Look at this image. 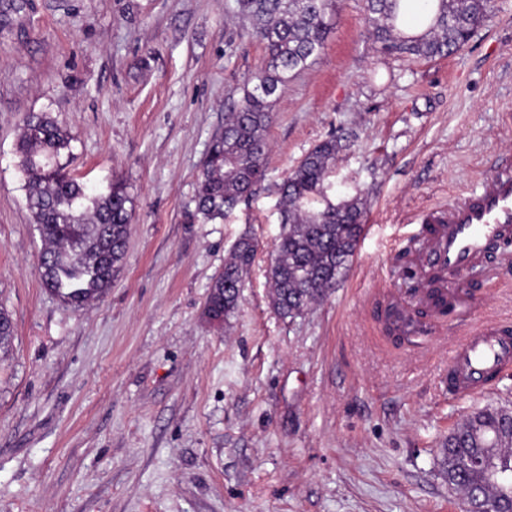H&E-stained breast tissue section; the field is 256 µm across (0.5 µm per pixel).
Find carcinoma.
<instances>
[{
  "instance_id": "1",
  "label": "carcinoma",
  "mask_w": 512,
  "mask_h": 512,
  "mask_svg": "<svg viewBox=\"0 0 512 512\" xmlns=\"http://www.w3.org/2000/svg\"><path fill=\"white\" fill-rule=\"evenodd\" d=\"M265 46V65L246 81L230 105L224 130L211 145L201 170L195 211L189 223L224 217L253 196L266 175V131L272 107L288 81L308 69L324 48L336 18V0H236ZM411 0H367L376 49L416 59L453 53L486 17L487 0H424L409 24ZM72 136L45 113L30 114L18 142L27 205L42 239L39 271L43 286L64 302L81 307L102 296L122 268L135 205L116 181L93 194L66 171L62 155ZM344 136L317 144L279 187L281 232L272 251L269 303L283 319L304 313L345 275L365 232L360 194L336 202L327 180ZM257 256V244L240 238L209 286L206 315L227 321L238 307L244 278ZM14 335L8 312L0 309V351ZM482 450L497 467L512 471V409L487 406L474 412L444 443L442 469L463 498L481 486L496 502L512 499V486L488 483L483 472L464 470L463 461Z\"/></svg>"
}]
</instances>
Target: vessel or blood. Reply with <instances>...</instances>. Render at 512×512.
Here are the masks:
<instances>
[{"instance_id": "vessel-or-blood-1", "label": "vessel or blood", "mask_w": 512, "mask_h": 512, "mask_svg": "<svg viewBox=\"0 0 512 512\" xmlns=\"http://www.w3.org/2000/svg\"><path fill=\"white\" fill-rule=\"evenodd\" d=\"M436 230L422 256L445 275L435 293L444 300L490 252L493 243L512 236V158L481 179L474 191L457 197L448 209L429 215ZM512 364V330L500 323L478 325L448 355V392L463 398L488 389Z\"/></svg>"}]
</instances>
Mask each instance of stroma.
Instances as JSON below:
<instances>
[{
    "label": "stroma",
    "mask_w": 512,
    "mask_h": 512,
    "mask_svg": "<svg viewBox=\"0 0 512 512\" xmlns=\"http://www.w3.org/2000/svg\"><path fill=\"white\" fill-rule=\"evenodd\" d=\"M234 0H0V512H463L441 448L473 411L512 407V369L448 396L464 314L436 315L402 263L423 216L512 153V0L448 57L377 52L365 0H339L319 57L273 106L266 178L224 218L189 224L229 99L264 63ZM73 137L89 192L135 203L111 288L76 308L44 288L16 144L24 116ZM348 136L328 182L366 201L344 277L296 319L269 305L278 186L318 143ZM244 235L259 244L228 323L208 287ZM463 289L512 323V254ZM394 296L422 325L395 336Z\"/></svg>",
    "instance_id": "obj_1"
}]
</instances>
